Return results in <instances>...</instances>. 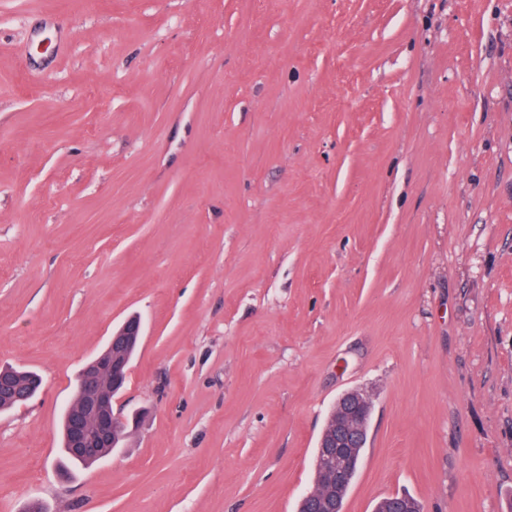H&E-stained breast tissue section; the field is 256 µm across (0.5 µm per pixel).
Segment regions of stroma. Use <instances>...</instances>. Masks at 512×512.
I'll list each match as a JSON object with an SVG mask.
<instances>
[{"instance_id": "stroma-1", "label": "stroma", "mask_w": 512, "mask_h": 512, "mask_svg": "<svg viewBox=\"0 0 512 512\" xmlns=\"http://www.w3.org/2000/svg\"><path fill=\"white\" fill-rule=\"evenodd\" d=\"M0 0V506L512 512V0ZM121 448L61 414L127 317ZM1 374H4L8 376V378L12 379L17 385L24 386V387H31L33 391V396L38 390V387L36 386V383H41L40 376L29 370L15 368V367H5L0 369V390L1 386L4 391L7 393H10L16 404H24L27 400H29L30 396L29 394L18 388L10 385L9 379L6 377L1 376ZM32 396V397H33ZM11 399L1 396L0 397V411H6L11 408H13L16 404ZM371 410L372 401L361 390H349L338 398L328 419L329 428L324 429L317 446L325 460L317 455L314 470L316 490L325 493L328 485L330 488L323 497L314 488L307 492L299 511L344 512V500L367 440Z\"/></svg>"}]
</instances>
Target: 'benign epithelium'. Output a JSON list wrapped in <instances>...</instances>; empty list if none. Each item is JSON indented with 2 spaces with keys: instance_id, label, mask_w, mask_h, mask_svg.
Wrapping results in <instances>:
<instances>
[{
  "instance_id": "7a95c632",
  "label": "benign epithelium",
  "mask_w": 512,
  "mask_h": 512,
  "mask_svg": "<svg viewBox=\"0 0 512 512\" xmlns=\"http://www.w3.org/2000/svg\"><path fill=\"white\" fill-rule=\"evenodd\" d=\"M141 337L140 322L129 319L111 335L105 350L85 365L78 380L84 407L72 411L68 420L69 448L74 453L94 454L112 441L122 424L120 414L113 411L112 395L124 387L130 362L127 352L140 344ZM97 377L105 378L106 386L97 384ZM371 410L372 401L361 390H349L338 398L329 427L318 442L319 454L332 471L330 488L324 495L307 492L299 512H344V500L367 440Z\"/></svg>"
}]
</instances>
